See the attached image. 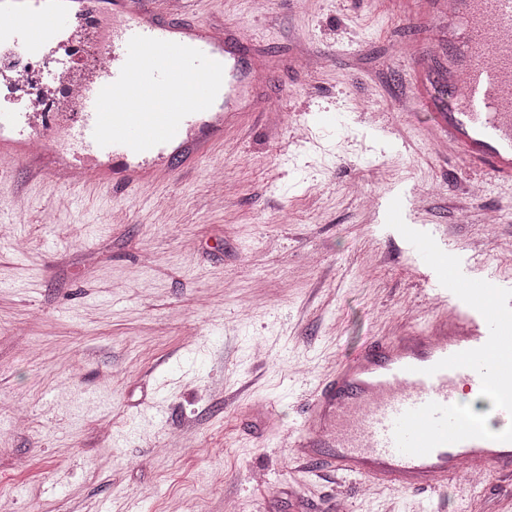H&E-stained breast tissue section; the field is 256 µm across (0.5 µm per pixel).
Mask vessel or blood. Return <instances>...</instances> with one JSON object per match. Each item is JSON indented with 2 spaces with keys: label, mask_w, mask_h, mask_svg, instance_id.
Instances as JSON below:
<instances>
[{
  "label": "vessel or blood",
  "mask_w": 512,
  "mask_h": 512,
  "mask_svg": "<svg viewBox=\"0 0 512 512\" xmlns=\"http://www.w3.org/2000/svg\"><path fill=\"white\" fill-rule=\"evenodd\" d=\"M194 0H7L0 5V98L39 103L0 109V158L42 165L49 184L101 194L181 173L213 155L241 111L258 112L261 67L243 61L242 40L180 16ZM98 26L91 61L55 62L64 35ZM136 35L196 48L223 66L208 110L186 116L172 142L136 152L99 146L100 90L117 80ZM452 82L461 90L437 124L474 170L512 180V0H451ZM424 264L438 267L456 302L436 299L426 325L376 336L326 376L307 404L294 460L316 472L439 494L459 472L512 486V429L486 433L458 411L461 387L493 393L512 419V287L465 274L441 225H407Z\"/></svg>",
  "instance_id": "1"
}]
</instances>
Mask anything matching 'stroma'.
Here are the masks:
<instances>
[{
    "label": "stroma",
    "mask_w": 512,
    "mask_h": 512,
    "mask_svg": "<svg viewBox=\"0 0 512 512\" xmlns=\"http://www.w3.org/2000/svg\"><path fill=\"white\" fill-rule=\"evenodd\" d=\"M197 0L265 59L263 113L171 181L72 198L0 181V501L11 512H433L428 494L298 468L336 364L432 316L402 234L445 224L512 276V183L431 139L454 106L433 0ZM28 204L12 216L15 194ZM447 512H512L449 481Z\"/></svg>",
    "instance_id": "35a3bbf8"
}]
</instances>
